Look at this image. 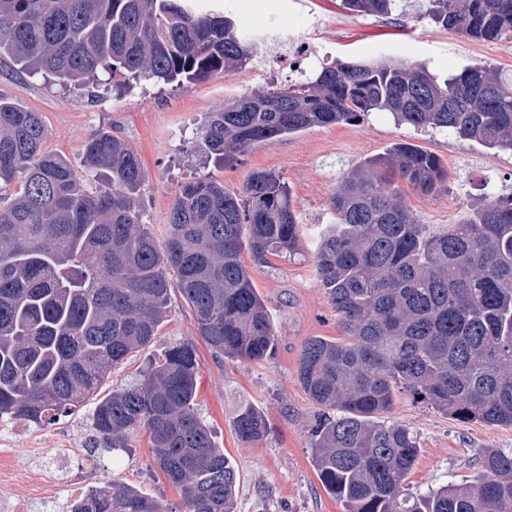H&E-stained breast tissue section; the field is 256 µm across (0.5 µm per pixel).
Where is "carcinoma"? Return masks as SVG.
Returning a JSON list of instances; mask_svg holds the SVG:
<instances>
[{"label": "carcinoma", "instance_id": "obj_1", "mask_svg": "<svg viewBox=\"0 0 512 512\" xmlns=\"http://www.w3.org/2000/svg\"><path fill=\"white\" fill-rule=\"evenodd\" d=\"M397 0H343L386 15ZM435 24L475 40L512 32V0H428ZM256 46L234 21L193 0H0V56L64 86L99 71L194 84L246 66ZM373 111L417 129L446 130L512 152V73L477 64L441 79L424 66L338 60L315 79L240 95L210 112L201 149L224 160L314 126ZM38 113L0 96V427L43 426L74 413L112 368L149 345L177 289L196 329L229 359L260 362L276 345L273 318L243 259L294 253L300 229L280 176L250 174L236 192L200 178L179 186L163 242L143 223L144 170L109 130L84 147L104 185L86 187L45 147ZM431 193L448 181L442 160L402 142L350 170L329 200L332 224L314 260L343 337L301 350L299 381L332 412L319 425L314 465L345 512H512V450L482 452L474 481L411 493L417 437L385 420L405 389L461 423L512 426V196L485 200L429 232L396 182ZM191 342L168 347L141 378L96 402L94 444L128 447L148 434L154 464L184 512H236V473L196 408ZM236 436L267 434L263 413L238 406ZM75 512H166L134 487L103 484Z\"/></svg>", "mask_w": 512, "mask_h": 512}]
</instances>
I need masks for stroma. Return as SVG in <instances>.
Returning a JSON list of instances; mask_svg holds the SVG:
<instances>
[{
  "instance_id": "stroma-1",
  "label": "stroma",
  "mask_w": 512,
  "mask_h": 512,
  "mask_svg": "<svg viewBox=\"0 0 512 512\" xmlns=\"http://www.w3.org/2000/svg\"><path fill=\"white\" fill-rule=\"evenodd\" d=\"M197 6L224 11L239 26L259 25L284 38L260 48L245 68L184 88L152 78L129 87L115 75L106 89L73 90L5 59L0 61V93L39 113L47 149L80 172L91 134L118 129L142 159L143 221L159 238L183 182L214 178L235 192L258 170L284 179L300 227V249L267 262L246 261L275 322L274 356L258 363L216 358L175 291L155 339L114 368L101 390L106 393L132 380L168 346L193 342L199 362L196 408L236 467V512H344L323 487L313 462L311 445L323 409L297 376L300 352L310 338L342 335L314 263L319 237L331 221L329 199L348 171L407 141L438 156L448 168L447 184L435 192L402 189L420 223L439 230L463 219L471 204L512 193V152L445 131H420L397 123L390 113L372 112L349 124L316 126L259 143L224 163L200 149L198 129L230 97L303 81L321 65L338 60L423 64L439 75L481 63L512 70V33L494 41L465 38L424 19L426 0H401L388 15L354 14L342 0H197ZM289 37L310 48L309 58L296 68L283 62ZM244 402L259 408L267 420L266 436L254 444L239 441L233 429L235 412ZM93 408L89 402L41 427L0 430V472L27 493L49 489L66 500L72 494L67 484L47 481L48 460L60 448L72 449L74 462L83 460ZM388 418L409 428L419 441L420 453L407 479L413 491L472 481L483 449H512V427L463 424L406 392L397 394ZM94 461L99 482L137 487L164 501L170 512H180V494L153 463L145 434L134 433L124 450L97 449Z\"/></svg>"
}]
</instances>
